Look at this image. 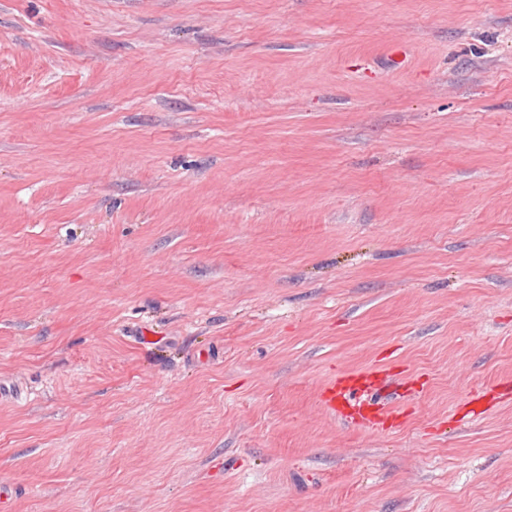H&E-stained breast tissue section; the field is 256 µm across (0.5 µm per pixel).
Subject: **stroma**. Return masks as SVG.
<instances>
[{"mask_svg":"<svg viewBox=\"0 0 512 512\" xmlns=\"http://www.w3.org/2000/svg\"><path fill=\"white\" fill-rule=\"evenodd\" d=\"M0 512H512V0H0ZM384 381V377L379 373L337 380L330 388L331 397L327 403L332 407V403L336 402L348 409L350 416L359 415L372 422L366 414L367 408L364 407L368 398L367 392L382 385Z\"/></svg>","mask_w":512,"mask_h":512,"instance_id":"stroma-1","label":"stroma"}]
</instances>
